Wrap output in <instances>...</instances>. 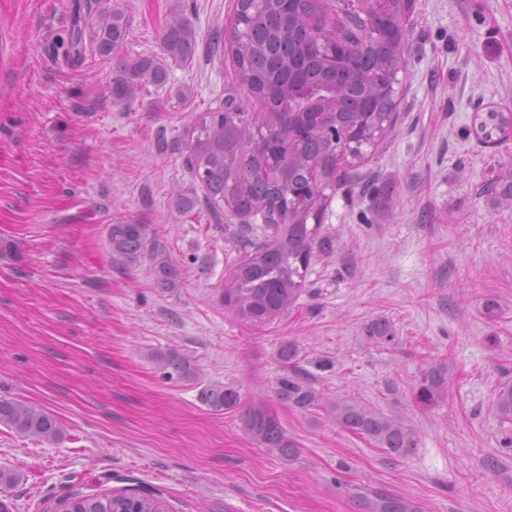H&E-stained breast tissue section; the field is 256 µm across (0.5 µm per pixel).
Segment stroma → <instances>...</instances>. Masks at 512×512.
I'll return each mask as SVG.
<instances>
[{
  "label": "stroma",
  "mask_w": 512,
  "mask_h": 512,
  "mask_svg": "<svg viewBox=\"0 0 512 512\" xmlns=\"http://www.w3.org/2000/svg\"><path fill=\"white\" fill-rule=\"evenodd\" d=\"M127 29L115 58L86 32L83 64L56 54L75 0H0V397L53 414L41 443L0 425V468L20 476L5 512H52L58 499L132 488L169 512H356L365 489L405 496L420 512H512V423L493 400L512 379V138L473 132L476 116L512 112V0H414L396 119L358 167L369 187L330 191L305 290L265 326L220 300L229 270L270 234L177 194L204 196L188 165L198 113L240 102L269 121L213 51L236 0H98ZM197 32L188 63L130 102L112 98L117 60L162 57L173 10ZM113 224H146L133 261L113 255ZM168 261L177 285L161 288ZM377 324L382 339L369 336ZM295 344L326 403L355 399L401 418L418 446L394 458L336 423L274 397ZM192 369L162 379L152 356ZM448 394L419 408L411 391L430 367ZM236 387L243 406L275 412L298 453L283 460L243 432L238 412L199 399ZM154 360L162 377L165 380L172 381L188 377L192 370L190 363L177 352L174 351H159L155 353Z\"/></svg>",
  "instance_id": "35a3bbf8"
}]
</instances>
